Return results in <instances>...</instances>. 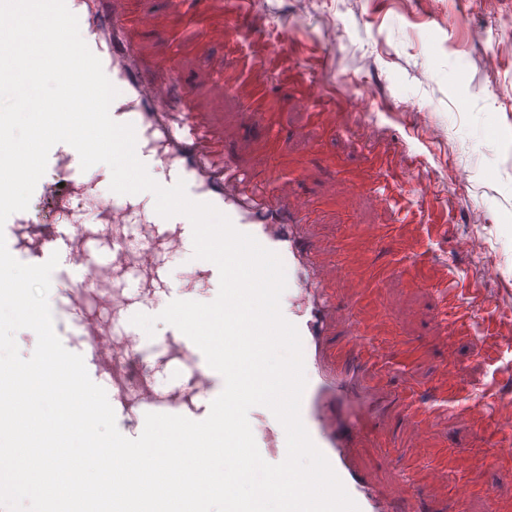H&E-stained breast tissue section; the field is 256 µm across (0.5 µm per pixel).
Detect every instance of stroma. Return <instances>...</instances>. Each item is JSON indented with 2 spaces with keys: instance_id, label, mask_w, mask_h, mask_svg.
<instances>
[{
  "instance_id": "stroma-1",
  "label": "stroma",
  "mask_w": 512,
  "mask_h": 512,
  "mask_svg": "<svg viewBox=\"0 0 512 512\" xmlns=\"http://www.w3.org/2000/svg\"><path fill=\"white\" fill-rule=\"evenodd\" d=\"M137 2L158 21L137 36L140 56L174 58L195 111L223 136L237 165L260 174L278 200L307 195L319 202L308 232L324 248L327 276L335 274V244L350 235L357 239L350 279L376 263L391 267L356 309L350 280L336 282L334 343L348 341L351 320L368 324L393 353L394 386L425 401L445 366L455 372L457 396L477 398L490 386L512 393V346L489 357L483 348L494 322L512 315V111L499 102L500 89L512 87V59L500 58L498 79L489 80L484 58L496 48L494 15L471 9V0H414L410 11L401 0H361L355 8L344 0H244L223 34L178 47L168 31L184 11L181 0ZM328 29L336 40L327 45ZM477 29L483 41L472 39ZM250 55L268 62L275 111L249 114L225 85V75L239 72ZM308 90L320 117L295 103ZM365 96L367 112L355 111L353 100ZM421 112L426 121H418ZM425 181L433 195L420 194ZM371 186L384 187L391 202L374 206ZM408 211L417 223L403 224ZM383 224L401 225L400 236L379 239ZM468 236L483 241L482 253L455 251V240ZM492 261L500 279L480 282ZM170 265L171 284L186 299L215 293L192 253L172 256ZM441 281L463 290L480 282L474 335H450L434 288ZM386 419L379 427L366 422L356 450L359 469L386 498L404 493V460L425 468L442 450L471 452L500 440L475 416L440 415L418 442L396 409ZM478 475L490 495L471 498L469 512H512V458Z\"/></svg>"
}]
</instances>
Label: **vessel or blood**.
<instances>
[{
    "label": "vessel or blood",
    "mask_w": 512,
    "mask_h": 512,
    "mask_svg": "<svg viewBox=\"0 0 512 512\" xmlns=\"http://www.w3.org/2000/svg\"><path fill=\"white\" fill-rule=\"evenodd\" d=\"M66 4L78 18L82 38L119 91L110 106V116L115 122L134 125L136 153L149 174L165 171L164 184L168 187L185 181L191 199L213 204L238 230L251 234L281 257L287 273L282 295L287 306L282 314L297 326L302 339L307 383L301 418L360 512H411L408 497L384 502L376 496L355 469L351 450L363 432V421L387 405L400 408L419 438L435 409L418 402L409 391H396L387 382L390 362L371 341L368 326H353L349 341L343 345L327 342L329 323L336 318L335 291L318 278L319 245L300 232L302 224L316 214L313 199L299 196L283 209L275 201L257 200L247 194L245 175L225 154L223 138L202 128L179 84L173 61H166L167 73L159 77L151 65L138 58L134 34L155 28L157 21L138 9L135 0H66ZM229 9L228 0H203L189 29L172 30L169 37L180 42L190 34L207 36L206 18L226 17ZM249 68V81L230 83L229 88L244 96L249 109L259 112L269 100L266 67L255 61ZM34 194L49 196L50 217L40 220L28 210L11 215L0 228L9 252L23 256L30 264L44 263L51 254H58L59 266L71 287L111 293L113 336L140 335L132 316L146 309L165 308L173 299L165 258L182 250L191 239L189 220L183 216L162 218L155 210L140 207L137 196L98 189L95 179L82 170L76 150L65 143L51 149L46 172ZM106 224L112 227V277L108 280L100 278V263L93 253ZM385 274V269L376 268L357 279L352 305L364 303ZM442 302L448 312L450 334L470 335L472 307L448 287L442 290ZM166 346L190 360L188 388L161 386L149 377H137L132 360L121 358L112 365V407L124 436H131L132 426L143 424L150 412L203 420L224 388L223 377L179 330H172L170 339L155 343L154 348L159 351ZM457 411L484 413L503 437L512 436L510 409H491L474 402L458 406ZM254 438L261 455L285 458V431L275 417H268L255 430ZM476 467L473 454L456 450L450 461L431 465L426 477L444 485L449 471L467 479Z\"/></svg>",
    "instance_id": "1"
}]
</instances>
